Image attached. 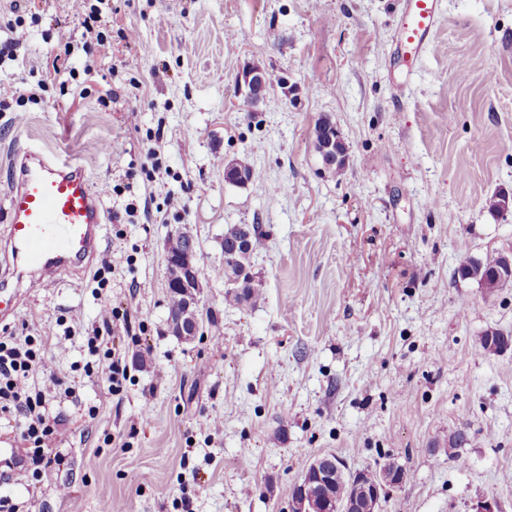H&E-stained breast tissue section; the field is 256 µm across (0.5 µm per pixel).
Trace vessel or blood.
I'll list each match as a JSON object with an SVG mask.
<instances>
[{"mask_svg":"<svg viewBox=\"0 0 512 512\" xmlns=\"http://www.w3.org/2000/svg\"><path fill=\"white\" fill-rule=\"evenodd\" d=\"M441 0H404L396 49L408 61L433 46ZM9 222L0 234L20 271H32L47 285L80 267L101 243L106 214L101 194L76 167L61 165L29 148L9 195Z\"/></svg>","mask_w":512,"mask_h":512,"instance_id":"obj_1","label":"vessel or blood"}]
</instances>
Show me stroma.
<instances>
[{
    "label": "stroma",
    "instance_id": "1",
    "mask_svg": "<svg viewBox=\"0 0 512 512\" xmlns=\"http://www.w3.org/2000/svg\"><path fill=\"white\" fill-rule=\"evenodd\" d=\"M402 0H108L105 47L85 50L73 0H0V230L26 148L109 189L118 263L33 290L0 336H46L30 378L74 374L52 406L60 466L0 478L28 512H290L308 462L350 470L394 459L412 473L383 512H512V288L494 298L456 276L467 257L512 253V0H442L434 47L399 77ZM68 58L74 79H54ZM265 98L237 90L246 67ZM137 113V124L127 116ZM348 162L314 149L320 117ZM258 177L227 183L224 166ZM256 224L264 298L225 300L224 229ZM188 233L202 268L196 339L168 327L165 247ZM128 380L87 377L102 304ZM97 415H90V408ZM222 421L220 431L210 427ZM468 435L461 461L448 440ZM94 467H87L88 457ZM327 141V133H326V127L323 126V117H320L314 126L313 129V143L315 150L320 154L323 163L327 166V168L333 172L339 173L340 171L344 170L346 166V159H347V153H346V146L343 141V139L340 137H336L334 139L332 145L333 148L336 150V156L338 157V160L335 164H327L326 157L322 156V146L324 145V142Z\"/></svg>",
    "mask_w": 512,
    "mask_h": 512
}]
</instances>
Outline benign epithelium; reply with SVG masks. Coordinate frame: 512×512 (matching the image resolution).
Returning a JSON list of instances; mask_svg holds the SVG:
<instances>
[{"label": "benign epithelium", "mask_w": 512, "mask_h": 512, "mask_svg": "<svg viewBox=\"0 0 512 512\" xmlns=\"http://www.w3.org/2000/svg\"><path fill=\"white\" fill-rule=\"evenodd\" d=\"M260 78L251 68L242 71L238 85L247 103L256 105L262 100L259 91ZM167 269H175L178 287L184 289L186 304L178 317L169 322L173 335L191 341L200 332V288H202V270L197 267L191 256L179 260V267L171 264L170 257H165ZM489 263L500 273L501 286H512V258L499 255ZM404 468L396 460L387 461L380 469L379 481L363 487L361 496L348 501H341L333 496L315 497L309 489L317 485L330 486L335 480L346 478L351 481L361 479V471L351 472L339 458L317 456L306 466L303 479L291 490V512H381V503L390 491L399 487L397 472Z\"/></svg>", "instance_id": "obj_1"}]
</instances>
